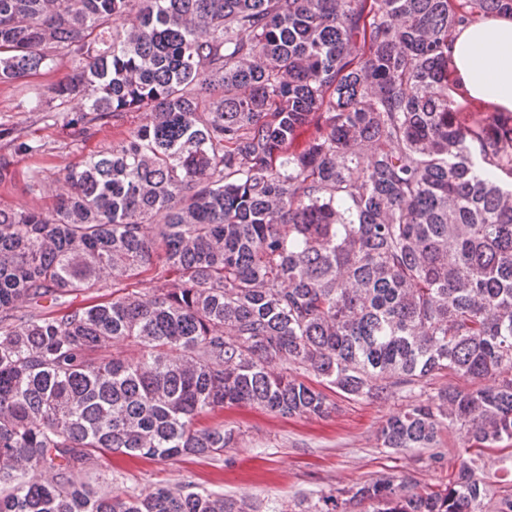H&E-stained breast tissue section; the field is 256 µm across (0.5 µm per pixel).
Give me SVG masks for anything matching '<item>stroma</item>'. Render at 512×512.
I'll list each match as a JSON object with an SVG mask.
<instances>
[{
  "instance_id": "35a3bbf8",
  "label": "stroma",
  "mask_w": 512,
  "mask_h": 512,
  "mask_svg": "<svg viewBox=\"0 0 512 512\" xmlns=\"http://www.w3.org/2000/svg\"><path fill=\"white\" fill-rule=\"evenodd\" d=\"M74 160L68 152L40 160L15 157L12 177L0 182V203L48 209L51 196L27 192L28 170L40 165L57 172ZM450 385L462 388L466 382L440 377L410 395L386 401L340 397L336 411L324 419L282 417L250 407L227 409L218 418L225 428L235 430L237 440L220 456L158 461L115 455L100 460L90 483L129 493L189 483L214 495L246 500L256 512L305 505L336 489L381 476L408 475L422 486L444 485L455 476L464 454L456 432L442 433L445 465L441 468L431 465L429 449L393 452L381 446L377 434L390 416Z\"/></svg>"
}]
</instances>
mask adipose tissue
I'll return each instance as SVG.
<instances>
[{
  "label": "adipose tissue",
  "instance_id": "obj_1",
  "mask_svg": "<svg viewBox=\"0 0 512 512\" xmlns=\"http://www.w3.org/2000/svg\"><path fill=\"white\" fill-rule=\"evenodd\" d=\"M448 57L454 100L512 112V17L479 20L456 30Z\"/></svg>",
  "mask_w": 512,
  "mask_h": 512
}]
</instances>
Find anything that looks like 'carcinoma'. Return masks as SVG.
<instances>
[{
    "label": "carcinoma",
    "instance_id": "carcinoma-1",
    "mask_svg": "<svg viewBox=\"0 0 512 512\" xmlns=\"http://www.w3.org/2000/svg\"><path fill=\"white\" fill-rule=\"evenodd\" d=\"M507 14L512 0H0V83L68 70L17 86L0 181L14 156L59 149L33 130L54 112L76 150L139 116L55 177L30 169L49 210L0 206V512H246L86 477L114 453L220 455L234 431L200 419L226 407L324 417L335 395L448 374L469 386L379 440L435 449L457 431L453 481L383 476L304 512H512L483 461L512 440V112L462 126L448 82L456 27Z\"/></svg>",
    "mask_w": 512,
    "mask_h": 512
}]
</instances>
